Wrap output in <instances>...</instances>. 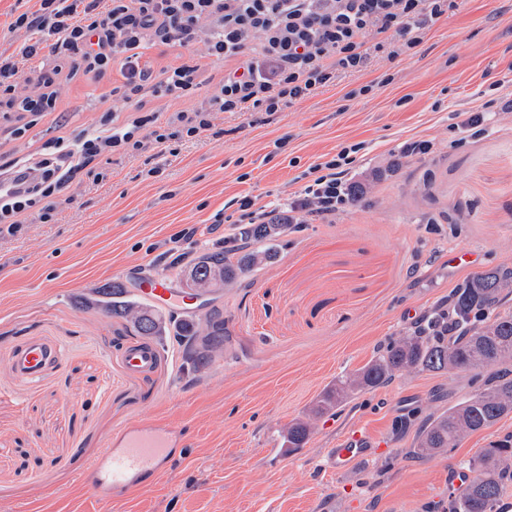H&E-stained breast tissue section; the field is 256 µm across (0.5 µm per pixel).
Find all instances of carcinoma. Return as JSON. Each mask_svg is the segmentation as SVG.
<instances>
[{"label":"carcinoma","instance_id":"obj_1","mask_svg":"<svg viewBox=\"0 0 512 512\" xmlns=\"http://www.w3.org/2000/svg\"><path fill=\"white\" fill-rule=\"evenodd\" d=\"M288 229L286 218L239 229L241 244L194 254L187 265L198 280L231 284L251 268L273 261L277 241ZM512 266L481 272L448 296V304L422 317L396 342L378 351L363 367L336 379L309 409L308 418L288 425L283 447L302 448L313 421L334 413L354 395L385 385L405 372L491 371L489 386L433 417L410 452L429 455L454 448L467 434L487 429L512 413ZM92 304L124 322L145 346L163 348L171 340L182 348L195 371L207 368L224 352V316L217 308L191 319L165 316L128 289L115 285ZM476 474L461 493L449 498L448 512H497L512 482V435L489 443L463 463Z\"/></svg>","mask_w":512,"mask_h":512}]
</instances>
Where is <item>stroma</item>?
<instances>
[{
  "instance_id": "1",
  "label": "stroma",
  "mask_w": 512,
  "mask_h": 512,
  "mask_svg": "<svg viewBox=\"0 0 512 512\" xmlns=\"http://www.w3.org/2000/svg\"><path fill=\"white\" fill-rule=\"evenodd\" d=\"M37 0H0V53L25 41L15 28ZM393 80L382 84L384 73ZM512 73V0H460L415 55L377 60L360 76L268 115L219 120L222 135L186 144L178 155L108 163L101 185H73L52 224H27L0 239V508L101 512L76 476L103 438L134 420L182 429L168 470L131 491L112 512H446L448 466L512 434V414L454 448L407 458L436 412L478 393L485 375L406 373L354 396L317 421L304 448L282 432L342 374L364 366L471 277L448 253L472 249L482 269L512 266V112L485 134L456 127L480 106L487 85ZM55 78V109L27 123L0 104V155L28 159L60 136L94 124L117 72L93 79L64 66L51 47L26 66L22 92ZM376 82L372 95L348 91ZM26 126L24 137L14 130ZM432 140L424 159L402 142ZM287 139L284 151L276 141ZM364 143L351 173L367 192L329 224H293L276 262L224 286V353L195 380L178 348L157 365L128 373L121 353L138 339L121 320L82 304L91 290L133 286L154 270L179 284L172 263L233 239L242 196L283 209L303 171L340 146ZM159 167L144 176L146 165ZM190 238H180L184 229ZM60 345L63 354L34 385L9 362L19 339ZM354 426L384 442L381 453L336 475L329 448Z\"/></svg>"
}]
</instances>
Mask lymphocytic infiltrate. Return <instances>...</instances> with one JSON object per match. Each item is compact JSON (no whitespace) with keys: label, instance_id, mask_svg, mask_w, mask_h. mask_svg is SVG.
Returning <instances> with one entry per match:
<instances>
[{"label":"lymphocytic infiltrate","instance_id":"obj_1","mask_svg":"<svg viewBox=\"0 0 512 512\" xmlns=\"http://www.w3.org/2000/svg\"><path fill=\"white\" fill-rule=\"evenodd\" d=\"M458 8V0H41L20 15L28 37L12 54H0V96L36 115L52 111L51 80L18 95L25 64L47 40L72 68L95 77L117 71L111 95L126 117L107 110L71 139L44 144L36 161L0 160V177L22 174L17 190L0 197V237L21 230L22 216L54 220V201L81 176L102 182L95 160L135 157L148 147L177 153L179 146L216 134L220 115L280 112L337 79L363 72L373 57L391 62L419 47L427 29ZM203 43L224 64V76L202 92L198 66L187 62L154 70L145 52L158 43L182 48ZM191 100L169 116L146 108V95ZM363 143L341 147L311 165L307 183L288 200V221H325L356 195L348 174Z\"/></svg>","mask_w":512,"mask_h":512}]
</instances>
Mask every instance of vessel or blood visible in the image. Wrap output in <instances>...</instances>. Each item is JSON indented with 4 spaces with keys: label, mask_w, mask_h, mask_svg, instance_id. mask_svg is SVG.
<instances>
[{
    "label": "vessel or blood",
    "mask_w": 512,
    "mask_h": 512,
    "mask_svg": "<svg viewBox=\"0 0 512 512\" xmlns=\"http://www.w3.org/2000/svg\"><path fill=\"white\" fill-rule=\"evenodd\" d=\"M139 292L153 302L168 306L173 300L170 280L164 273H154L140 284ZM61 348L37 339L22 341L10 359L14 378L28 383L38 381L60 355ZM126 369L145 373L158 361L154 347H128L122 354ZM181 444L177 428L158 421H134L118 433L105 438L102 451L81 473L80 480L104 506L125 497L147 479L159 476L169 462L171 449ZM380 443L354 430L329 449V470L342 474L370 460Z\"/></svg>",
    "instance_id": "obj_1"
}]
</instances>
